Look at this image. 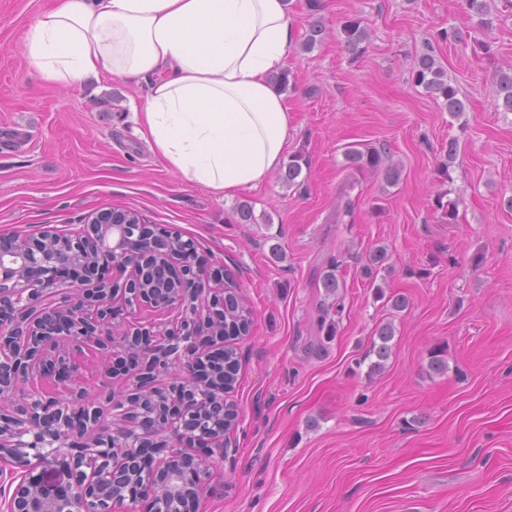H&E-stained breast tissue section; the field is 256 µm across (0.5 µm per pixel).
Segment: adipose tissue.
<instances>
[{"label": "adipose tissue", "instance_id": "ef3b65f1", "mask_svg": "<svg viewBox=\"0 0 512 512\" xmlns=\"http://www.w3.org/2000/svg\"><path fill=\"white\" fill-rule=\"evenodd\" d=\"M295 26L287 0H57L25 50L52 84L147 79L138 133L182 181L228 199L288 152L292 114L272 76Z\"/></svg>", "mask_w": 512, "mask_h": 512}]
</instances>
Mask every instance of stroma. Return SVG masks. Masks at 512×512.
I'll use <instances>...</instances> for the list:
<instances>
[{"instance_id": "obj_1", "label": "stroma", "mask_w": 512, "mask_h": 512, "mask_svg": "<svg viewBox=\"0 0 512 512\" xmlns=\"http://www.w3.org/2000/svg\"><path fill=\"white\" fill-rule=\"evenodd\" d=\"M47 2L0 0V127L24 130L0 153V235H74L97 211L131 209L232 271L252 309L237 342L238 423L225 455L204 456L214 490L193 512H512V112L494 93L512 66V7L488 0L483 28L462 0H324L321 41L285 64L297 85L290 149L311 158L308 189L288 187L279 169L226 200L169 172L136 133L146 81L41 79L24 35ZM352 15L370 34L359 57L340 34ZM444 30L463 41L441 40ZM425 53L466 112L450 115L412 83ZM352 144L386 148L399 183L350 168ZM440 197L456 204L454 222L442 221ZM379 246L391 267L371 284L361 268ZM334 259L342 309L326 336L321 277ZM379 288L405 294L407 310L391 313ZM389 318L392 356L372 374L363 356ZM438 347L440 375L429 368ZM51 355L75 364V384L39 375L0 396V409L33 392L66 400L76 387L102 428L120 429L113 406L132 383L113 378L111 355L76 354L64 340Z\"/></svg>"}]
</instances>
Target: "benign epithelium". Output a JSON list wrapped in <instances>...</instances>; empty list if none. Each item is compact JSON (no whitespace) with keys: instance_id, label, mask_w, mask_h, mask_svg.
Listing matches in <instances>:
<instances>
[{"instance_id":"obj_1","label":"benign epithelium","mask_w":512,"mask_h":512,"mask_svg":"<svg viewBox=\"0 0 512 512\" xmlns=\"http://www.w3.org/2000/svg\"><path fill=\"white\" fill-rule=\"evenodd\" d=\"M106 209L76 235L53 231L0 235V396L46 371L68 382L72 368L47 353L60 336L73 349L112 353V374L134 379L129 425L99 431L97 411L24 397L0 410V475L6 512H183L211 489L189 448L224 453V358L200 356L224 343V267H205L193 241ZM120 272L101 276L104 267ZM68 286L80 291L59 306L41 298ZM149 308L161 319L116 324ZM172 311L179 316L166 320ZM177 363L182 381L151 385ZM166 432L160 441L153 437ZM41 473L34 474L35 470Z\"/></svg>"}]
</instances>
